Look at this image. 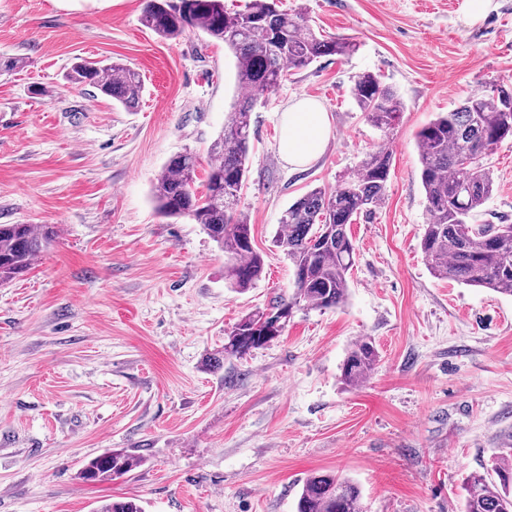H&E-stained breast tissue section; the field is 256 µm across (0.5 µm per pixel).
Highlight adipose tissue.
<instances>
[{"label":"adipose tissue","instance_id":"obj_1","mask_svg":"<svg viewBox=\"0 0 512 512\" xmlns=\"http://www.w3.org/2000/svg\"><path fill=\"white\" fill-rule=\"evenodd\" d=\"M279 153L295 168L318 159L329 138V117L324 105L312 98L293 99L280 114Z\"/></svg>","mask_w":512,"mask_h":512}]
</instances>
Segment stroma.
I'll return each instance as SVG.
<instances>
[{
  "label": "stroma",
  "mask_w": 512,
  "mask_h": 512,
  "mask_svg": "<svg viewBox=\"0 0 512 512\" xmlns=\"http://www.w3.org/2000/svg\"><path fill=\"white\" fill-rule=\"evenodd\" d=\"M460 2L281 0L357 49L287 73L252 114L241 206L265 270L240 294L202 227L159 216L152 199L176 154H196L205 179L237 94L233 54L196 29L160 39L141 22L145 0H0V57L24 61L0 75V224L57 230L0 285V512H96L124 498L144 512H294L317 471L356 480L365 512H462L465 477L512 446V296L431 274L414 134L512 84V0L474 26ZM78 57L135 69L138 107L68 82ZM364 72L406 105L391 132L351 97ZM301 96L324 104L331 133L294 169L279 118ZM380 148L390 179L350 226L347 303L295 311L276 340L224 358L234 323L293 290L272 243L283 211ZM488 167L495 191L475 221L512 224V140ZM361 339L379 358L350 385L341 364ZM112 450L137 467L85 481L88 460Z\"/></svg>",
  "instance_id": "obj_1"
}]
</instances>
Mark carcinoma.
<instances>
[{
  "instance_id": "cac0c4a2",
  "label": "carcinoma",
  "mask_w": 512,
  "mask_h": 512,
  "mask_svg": "<svg viewBox=\"0 0 512 512\" xmlns=\"http://www.w3.org/2000/svg\"><path fill=\"white\" fill-rule=\"evenodd\" d=\"M141 22L163 40L197 29L224 43L236 60L239 95L224 115V126L210 146L204 191L193 189L197 158L172 157L152 189L159 214L188 217L199 224L224 252V281L243 293L262 275L264 258L255 249L252 224L240 208L249 164L252 112L257 95L271 93L290 70L308 68L325 56H349V38L316 34L301 11L288 13L277 0H249L245 9L229 12L224 0H146ZM68 78L90 84L112 102L132 108L143 92L140 74L119 63L102 65L80 60ZM352 97L370 123L387 132L395 128L404 102L371 73L359 75ZM512 89L475 93L439 113L415 134L420 180L428 224L421 249L435 277L512 296V224H471L469 218L490 199L494 182L487 160L499 143L512 139V112L504 110ZM391 154L371 151L333 189L315 188L283 211L276 246L293 269V292L272 306L247 314L224 336V358H242L283 334L294 310L343 306L355 264L349 227L357 217L380 205L390 175ZM43 224H0V283L26 272L56 236ZM378 361L373 343L356 342L341 372L351 385L362 382ZM512 448L494 462L498 481L473 472L465 483L464 512H512ZM138 465L126 454L111 451L91 459L84 479L102 482ZM98 512H143L133 500H114ZM295 512H363L360 486L348 476L315 472L297 497Z\"/></svg>"
}]
</instances>
